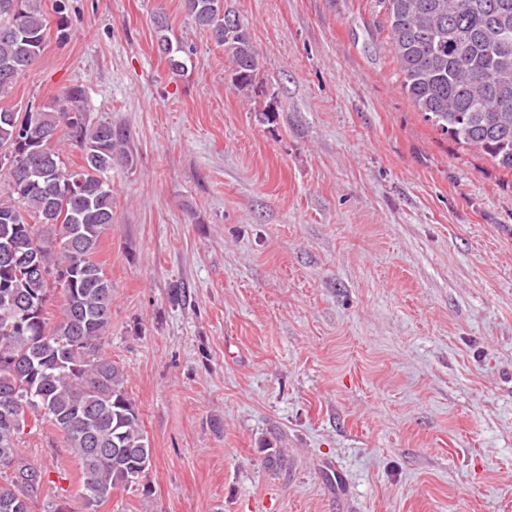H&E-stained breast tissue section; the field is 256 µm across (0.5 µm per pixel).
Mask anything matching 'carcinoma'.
Instances as JSON below:
<instances>
[{
	"mask_svg": "<svg viewBox=\"0 0 512 512\" xmlns=\"http://www.w3.org/2000/svg\"><path fill=\"white\" fill-rule=\"evenodd\" d=\"M386 16L402 89L442 136L512 175V0H377ZM195 27L232 64L233 84L253 88L261 62L229 0H184ZM50 20L40 0H0V98L44 51ZM158 51L185 70L184 43L156 18ZM86 95L32 112L0 107V512H75L47 499L46 471L21 454L27 417L61 433L79 461L83 512H98L116 489L142 488L152 448L123 372L106 351L112 281L95 259L112 227V165L129 164L130 134L86 122ZM81 152L70 169L65 148ZM54 276L47 281L30 268ZM60 291L59 312L50 311Z\"/></svg>",
	"mask_w": 512,
	"mask_h": 512,
	"instance_id": "cac0c4a2",
	"label": "carcinoma"
}]
</instances>
